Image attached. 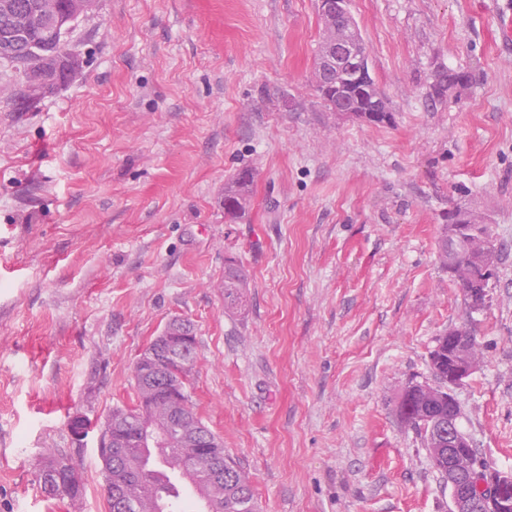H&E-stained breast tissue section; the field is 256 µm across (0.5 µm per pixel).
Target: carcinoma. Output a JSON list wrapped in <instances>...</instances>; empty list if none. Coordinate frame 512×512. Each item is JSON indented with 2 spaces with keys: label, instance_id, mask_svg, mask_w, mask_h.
I'll return each instance as SVG.
<instances>
[{
  "label": "carcinoma",
  "instance_id": "cac0c4a2",
  "mask_svg": "<svg viewBox=\"0 0 512 512\" xmlns=\"http://www.w3.org/2000/svg\"><path fill=\"white\" fill-rule=\"evenodd\" d=\"M92 0H0V62L10 65L18 72L23 83L39 85V93L53 91L58 85L63 71L60 59L52 51L56 42H66L73 23L88 12ZM469 82V74L450 68L435 77L433 84L436 97H442L448 87H459V81ZM335 102L347 105L371 107L369 95L359 90L335 98ZM252 173L245 170L224 187V219L234 223L246 215L250 205V185ZM246 288V274L233 260L224 266V309L233 312L243 306ZM197 354V346L177 356L188 364V368L173 366L174 378L182 390L187 403H192L188 391ZM433 365L430 366L433 377L430 391L421 392L410 398L405 397L402 407H410L400 417L414 431L423 437L425 448L434 443V437H426L422 420H436L448 414V401L435 394L448 374L447 338L440 336L436 340ZM136 404H143L148 410L151 425L164 426L172 420L171 403L160 396L156 386L135 383ZM191 418L182 428L169 433L163 447L170 449L167 463L174 469L195 465V475L212 488L214 508L212 512H255L254 492L248 474L224 457V449L217 440L207 454L224 460V475L210 476L203 471L202 449L191 448L188 443L194 441V435L206 430L202 419L194 410H189ZM56 473L63 479L73 480L70 491L60 490L57 482L51 478ZM104 496L108 512H116L114 490L132 488L138 500L139 512H149L150 499L161 493V488L153 480L152 474L144 468L140 446L129 449L128 457L110 467V473L104 474ZM37 480L44 492L53 498L67 497L76 500L82 495L81 477L74 467L61 454L50 452L41 462Z\"/></svg>",
  "mask_w": 512,
  "mask_h": 512
}]
</instances>
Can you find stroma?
Segmentation results:
<instances>
[{"instance_id":"35a3bbf8","label":"stroma","mask_w":512,"mask_h":512,"mask_svg":"<svg viewBox=\"0 0 512 512\" xmlns=\"http://www.w3.org/2000/svg\"><path fill=\"white\" fill-rule=\"evenodd\" d=\"M507 6L349 0L390 126L339 120L315 92L317 0H95L67 36L77 67L27 109L0 65V512H107L101 427L174 318L198 339L195 410L260 512H450L396 405L460 324L482 356L456 391L461 428L512 470ZM449 67L473 80L434 99ZM245 168L250 207L229 224L224 186ZM455 205L500 250L474 313L436 253ZM229 259L249 281L235 313ZM49 448L79 500L42 492Z\"/></svg>"}]
</instances>
